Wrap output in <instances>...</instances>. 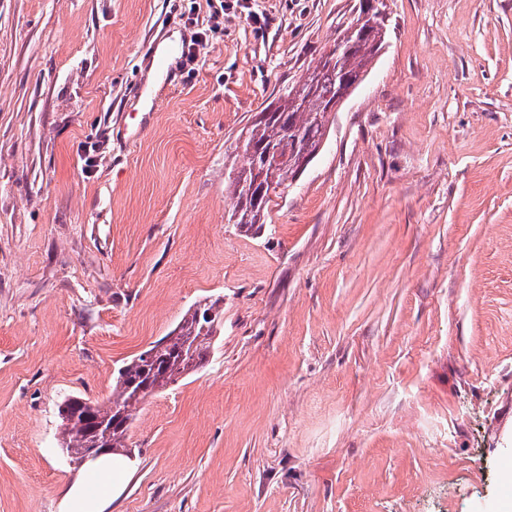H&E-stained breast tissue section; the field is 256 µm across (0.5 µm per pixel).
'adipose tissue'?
Masks as SVG:
<instances>
[{
  "mask_svg": "<svg viewBox=\"0 0 512 512\" xmlns=\"http://www.w3.org/2000/svg\"><path fill=\"white\" fill-rule=\"evenodd\" d=\"M131 473V462L120 455H106L89 462L85 474L76 477L64 493L63 512H105Z\"/></svg>",
  "mask_w": 512,
  "mask_h": 512,
  "instance_id": "ef3b65f1",
  "label": "adipose tissue"
}]
</instances>
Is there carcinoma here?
<instances>
[{"mask_svg":"<svg viewBox=\"0 0 512 512\" xmlns=\"http://www.w3.org/2000/svg\"><path fill=\"white\" fill-rule=\"evenodd\" d=\"M368 33L347 28L341 32L352 44V49L325 61L321 68H313L305 79L289 86L277 99L274 111L281 117L257 121L248 130L243 153L245 161L232 170L239 176L228 177L225 188L232 201L231 215H239L236 226L245 232H260L266 222L271 196L268 193H248L246 185L254 183V160L248 146L279 144L292 126L309 134V140L326 135L331 124L327 107L338 96L345 79L366 69L383 48L386 24L370 16L363 24ZM223 309L219 300H206L188 310L177 326L154 346L118 369L112 388V398L93 408V420H88L85 407L74 404L68 419L61 425V446L76 458L88 448L111 453L126 450L125 440L137 409L145 399L142 389L159 382V375L168 371L180 378L194 373L207 360L212 341L221 326Z\"/></svg>","mask_w":512,"mask_h":512,"instance_id":"carcinoma-1","label":"carcinoma"}]
</instances>
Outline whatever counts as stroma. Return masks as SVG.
I'll return each instance as SVG.
<instances>
[{
	"label": "stroma",
	"mask_w": 512,
	"mask_h": 512,
	"mask_svg": "<svg viewBox=\"0 0 512 512\" xmlns=\"http://www.w3.org/2000/svg\"><path fill=\"white\" fill-rule=\"evenodd\" d=\"M386 37L260 233L238 147L362 0H0V512H58L59 405L202 299L107 512H501L512 460V0ZM206 40L148 94L151 50ZM150 96L149 111L136 107Z\"/></svg>",
	"instance_id": "stroma-1"
}]
</instances>
